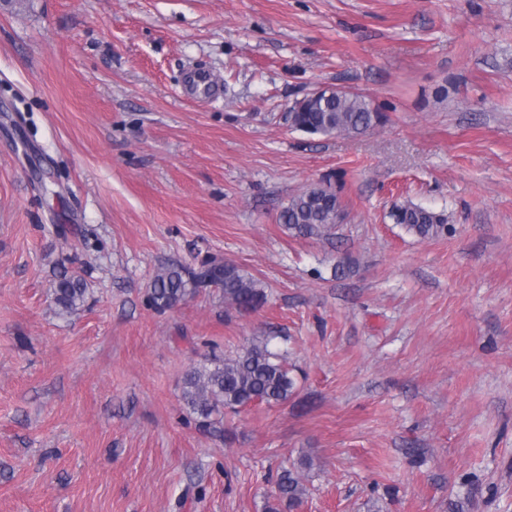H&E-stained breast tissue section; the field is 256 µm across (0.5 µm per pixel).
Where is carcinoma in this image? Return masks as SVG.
<instances>
[{"mask_svg": "<svg viewBox=\"0 0 512 512\" xmlns=\"http://www.w3.org/2000/svg\"><path fill=\"white\" fill-rule=\"evenodd\" d=\"M385 120L384 113L366 96L346 91L300 112H288L291 128L312 135H363ZM340 208V198L328 182L290 197L279 222L291 236L330 239L335 235L336 210ZM393 218L407 232L423 239L448 234L447 216L421 205L402 206ZM208 287L220 289L224 304L237 312L253 311L267 301L259 279L237 265L214 260L196 267L178 263L161 266L152 278L146 301L154 310L165 312ZM86 296L87 286L81 275L67 270L59 273L52 291L57 314L76 311L84 305ZM295 387L287 359L273 351L270 340L263 337L252 340L235 354L212 353L204 357L186 374L181 401L199 429L221 435L224 412L236 413L255 403L279 404L288 400ZM312 466V458L303 455L283 471L277 483V504L267 505V512H279L282 503L294 507L302 502L305 473Z\"/></svg>", "mask_w": 512, "mask_h": 512, "instance_id": "1", "label": "carcinoma"}]
</instances>
